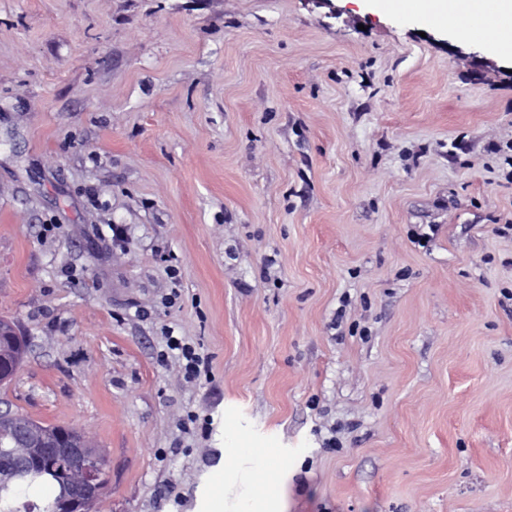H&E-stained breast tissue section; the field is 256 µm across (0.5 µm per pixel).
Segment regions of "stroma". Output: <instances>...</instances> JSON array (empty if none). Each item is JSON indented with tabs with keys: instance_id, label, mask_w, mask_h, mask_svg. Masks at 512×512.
<instances>
[{
	"instance_id": "stroma-1",
	"label": "stroma",
	"mask_w": 512,
	"mask_h": 512,
	"mask_svg": "<svg viewBox=\"0 0 512 512\" xmlns=\"http://www.w3.org/2000/svg\"><path fill=\"white\" fill-rule=\"evenodd\" d=\"M507 224L512 57L457 25L0 0V397L104 451L94 512H512ZM168 351H177L176 358L181 361L183 376L188 382H196L202 376L208 380L210 377V363L208 357L201 355L196 346L183 341L181 338L168 333L165 336Z\"/></svg>"
}]
</instances>
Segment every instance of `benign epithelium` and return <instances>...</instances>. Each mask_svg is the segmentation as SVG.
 Segmentation results:
<instances>
[{"label":"benign epithelium","mask_w":512,"mask_h":512,"mask_svg":"<svg viewBox=\"0 0 512 512\" xmlns=\"http://www.w3.org/2000/svg\"><path fill=\"white\" fill-rule=\"evenodd\" d=\"M0 436L9 437L10 465L25 469L32 465L53 466L60 460L73 465L75 476L64 491L59 512H91L104 486L100 457L88 439L74 440L66 430L36 431L24 425L9 404L0 403Z\"/></svg>","instance_id":"7a95c632"}]
</instances>
